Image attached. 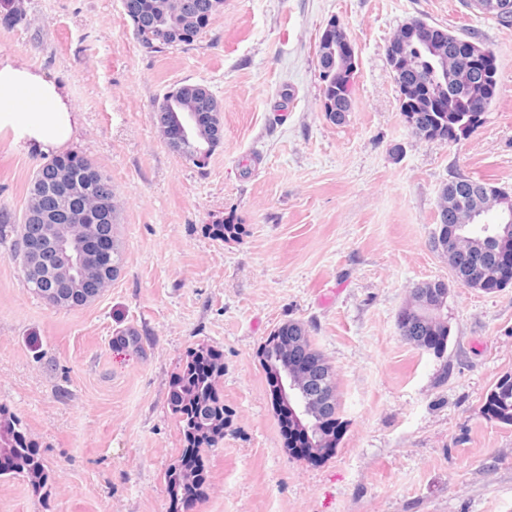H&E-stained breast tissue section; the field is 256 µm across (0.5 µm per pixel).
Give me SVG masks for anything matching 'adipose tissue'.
<instances>
[{
	"label": "adipose tissue",
	"mask_w": 512,
	"mask_h": 512,
	"mask_svg": "<svg viewBox=\"0 0 512 512\" xmlns=\"http://www.w3.org/2000/svg\"><path fill=\"white\" fill-rule=\"evenodd\" d=\"M80 117L63 86L16 58L0 57V138L36 156L76 141Z\"/></svg>",
	"instance_id": "adipose-tissue-1"
}]
</instances>
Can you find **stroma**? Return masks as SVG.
<instances>
[{"label":"stroma","instance_id":"stroma-1","mask_svg":"<svg viewBox=\"0 0 512 512\" xmlns=\"http://www.w3.org/2000/svg\"><path fill=\"white\" fill-rule=\"evenodd\" d=\"M0 56L62 84L80 114L72 151L112 180L122 272L91 305L56 309L0 243V405L41 446L46 500L0 478V512H168L183 447L167 405L187 350L224 354V440L193 512H512V427L482 413L512 374V286L456 282L430 246L444 184L512 193V25L462 0H224L190 47L156 52L122 0H24ZM419 18L492 50L499 92L468 137H416L386 47ZM339 23L358 54L343 123L323 110L318 38ZM209 87L224 140L205 166L154 123L164 95ZM38 158L0 140V210L20 215ZM243 225L221 241L208 227ZM442 280L443 356L404 339L397 315ZM307 325L331 364L346 427L321 462L289 456L258 350ZM138 343H131V336Z\"/></svg>","mask_w":512,"mask_h":512}]
</instances>
